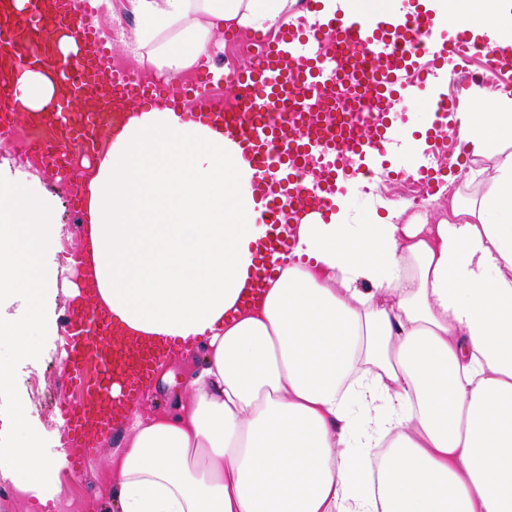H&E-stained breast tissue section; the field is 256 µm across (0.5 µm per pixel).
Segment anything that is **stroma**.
<instances>
[{"mask_svg": "<svg viewBox=\"0 0 512 512\" xmlns=\"http://www.w3.org/2000/svg\"><path fill=\"white\" fill-rule=\"evenodd\" d=\"M433 116L428 112H408L398 120L397 131L410 132L420 142L415 161L408 162L396 152H389L377 168V180L370 191L346 183L342 194L348 197L352 209H361L367 198H375L388 207H407L409 214H416L405 193L402 173L436 166L437 154L448 157L445 177L458 174L464 163L465 147L454 129H444L436 141H423L421 132L429 127ZM30 128L25 117H18L11 130L0 133V170L13 173L16 169H29L34 186L55 204V220L59 225L58 236L47 253L48 267L58 270V278L51 282L47 295L48 333L43 351L38 359L21 363L17 374V386L21 399L29 401L27 426L36 432L43 447L51 451L69 450L70 440L60 418L59 406L71 388L66 379L65 363L60 353L63 340V322L74 304L70 285L77 280L78 268L71 260L80 245V215L72 198L69 181L57 176L42 156L24 151L21 140ZM202 348H187L172 344L171 351L163 360L160 370L151 383L141 392L146 412L162 414L172 408L171 397L182 390L187 376L200 369L203 362ZM119 446L117 434L99 438L96 448L86 457L83 472L75 477L61 478L59 492L53 501L42 504L36 501L18 503L14 500L9 479L0 476V512H117L111 499L104 493L105 461L109 453Z\"/></svg>", "mask_w": 512, "mask_h": 512, "instance_id": "obj_1", "label": "stroma"}]
</instances>
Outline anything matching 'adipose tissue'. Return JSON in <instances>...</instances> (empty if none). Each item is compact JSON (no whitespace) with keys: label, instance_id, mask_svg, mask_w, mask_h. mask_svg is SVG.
<instances>
[{"label":"adipose tissue","instance_id":"ef3b65f1","mask_svg":"<svg viewBox=\"0 0 512 512\" xmlns=\"http://www.w3.org/2000/svg\"><path fill=\"white\" fill-rule=\"evenodd\" d=\"M296 3L129 0L124 47L174 77ZM418 3L512 47V0ZM14 90L29 115L60 98L36 66ZM458 119L471 159L447 213L336 199L247 309L267 227L241 149L163 97L111 127L79 178L81 289L129 338L207 352L173 413L130 406L106 460L118 512H512V94L467 91ZM15 428L0 473L53 500L64 454Z\"/></svg>","mask_w":512,"mask_h":512}]
</instances>
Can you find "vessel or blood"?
<instances>
[{
    "label": "vessel or blood",
    "mask_w": 512,
    "mask_h": 512,
    "mask_svg": "<svg viewBox=\"0 0 512 512\" xmlns=\"http://www.w3.org/2000/svg\"><path fill=\"white\" fill-rule=\"evenodd\" d=\"M11 2L0 0V44L8 47L0 56V112L8 115L17 110L3 75L21 64L48 67L57 83L81 96L85 112L79 120L66 121L64 112L58 110L32 122L30 150L66 176L73 168L74 154L90 155L118 111L144 102L154 90L131 73L108 74L106 49L93 31L74 21L72 0H32V10L25 16L15 15ZM63 30L84 50L79 63L59 62L53 51ZM323 31L334 34L337 49L354 50V73L371 106L370 111L352 113V126L343 139L332 129L334 104L328 93L335 88L339 72L335 55H324L319 48L318 35ZM416 39L432 43V58L411 59L400 53V42ZM476 44L465 23H458L454 35L446 38L433 17L422 10L403 14L388 25L364 14H339L318 24L316 33L290 31L277 43L259 42L252 63L234 79L233 99L228 105L215 104L205 87H189L196 116L223 124L225 135L242 148L255 168L273 165L276 175L289 182V194L304 198L289 209L283 224L274 221L273 204L263 205L261 219L270 230L256 245L251 295H259L273 279L281 255L290 248V227L310 214L329 211L330 197L347 175L339 163L311 189L301 190L294 180L309 155L323 150L341 160L350 150L358 167L370 171L393 142L388 108L416 97L423 85L438 78ZM64 333V361L70 380L81 379L87 360H95L99 368L83 401L61 408L71 441L68 470L78 474L93 437L109 430L114 415L136 399L164 352L156 344L115 335L111 319L97 312L88 296L69 314Z\"/></svg>",
    "instance_id": "1"
}]
</instances>
